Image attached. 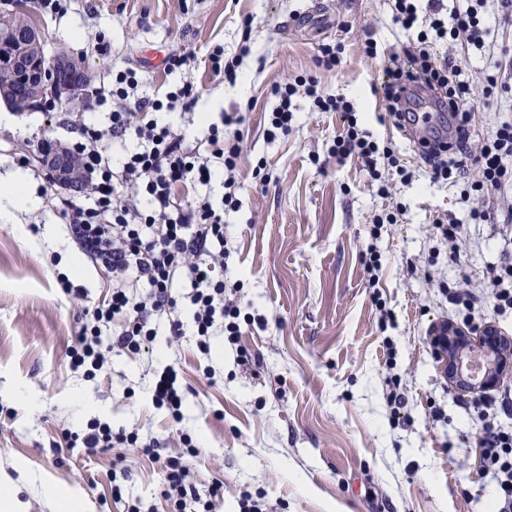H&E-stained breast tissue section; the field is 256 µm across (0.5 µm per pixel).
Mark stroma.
I'll return each mask as SVG.
<instances>
[{"label":"stroma","instance_id":"35a3bbf8","mask_svg":"<svg viewBox=\"0 0 512 512\" xmlns=\"http://www.w3.org/2000/svg\"><path fill=\"white\" fill-rule=\"evenodd\" d=\"M331 29L297 31L292 20L308 0H67L63 18L36 14L47 50L64 49L82 61L91 86L112 68L144 63V89L181 83L165 73V53L182 44L200 51L236 50L241 19L251 16V52L236 84L192 73L199 109L240 108L246 141L238 173L239 209L224 214L230 258L226 283H239L237 300L254 325H242L239 344L211 337L201 354L192 333L159 330L148 349L114 351L108 368L89 378L72 370L66 351L83 317V303L64 295L66 275L89 297L104 296L111 276L78 249L30 152L45 138L67 140L79 115L106 117L86 96L81 113L30 109L0 111V176L27 174L26 191L39 201L0 219V484L18 482L23 512H56L66 494L81 512H121L112 483L140 500L144 512H169L160 494L162 465L132 448L93 457L55 451L63 432L89 420L158 439L163 455H178L181 432L194 438L191 459L201 498L213 481L224 484L211 512H239L251 496L264 512H494L496 494L476 446L481 424L469 403L479 390L452 383L432 346L434 329L460 319L447 292L464 278L512 260V223H502L498 191L474 192L471 176L433 183L392 180L378 194L358 163L338 165L328 150L342 129L336 112L296 100L293 129L265 135L275 101L271 88L315 70L325 43L345 47L342 67L321 76L325 93L352 101L379 138L412 147L392 124H379L385 68L410 39L392 20V0H334ZM491 31L490 49L445 40L439 56L464 63V77L481 91L501 49H512V23L496 0L479 9ZM380 53L369 57L364 40ZM264 162L269 181L254 178ZM402 208L397 223L371 238L375 215ZM463 226L464 264L449 258L432 225L439 216ZM382 255L378 285L362 263L369 245ZM389 312L392 324L381 322ZM182 376L181 421L151 403L157 372ZM212 375H205V368ZM399 379L403 404L392 420L386 403ZM116 481H109V474ZM210 498V497H209Z\"/></svg>","mask_w":512,"mask_h":512}]
</instances>
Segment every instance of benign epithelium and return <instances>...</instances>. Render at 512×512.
<instances>
[{"mask_svg": "<svg viewBox=\"0 0 512 512\" xmlns=\"http://www.w3.org/2000/svg\"><path fill=\"white\" fill-rule=\"evenodd\" d=\"M88 74L81 63L66 51L47 55L39 25L0 15V99L22 112L31 108H69L79 100ZM37 162L60 182L79 181L81 171L73 157L56 146H39ZM491 359L481 377L475 381L462 369L463 360L455 350L467 347L465 334L442 331L433 346L438 359L444 361L446 372L456 382L475 383L486 388L494 386L506 364L504 342L492 330H484L474 339Z\"/></svg>", "mask_w": 512, "mask_h": 512, "instance_id": "obj_1", "label": "benign epithelium"}]
</instances>
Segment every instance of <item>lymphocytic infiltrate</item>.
I'll return each instance as SVG.
<instances>
[{"instance_id": "f902f5d3", "label": "lymphocytic infiltrate", "mask_w": 512, "mask_h": 512, "mask_svg": "<svg viewBox=\"0 0 512 512\" xmlns=\"http://www.w3.org/2000/svg\"><path fill=\"white\" fill-rule=\"evenodd\" d=\"M393 2L395 23L418 31L416 45L403 47V59H392L386 68V110L393 126L411 120L410 97L403 92L404 82H411L415 91L430 93L438 104L451 105L461 116L449 136L421 153L431 180L461 176L473 166L475 191L507 189L512 185V119L499 121L482 141H475L470 130L474 94L459 81L455 61L437 59L433 52L438 40L459 36L483 48L488 30L477 9L448 12L443 0ZM422 21L427 24L423 30L418 27ZM248 52L244 45L228 55L218 45L201 57L194 48L181 45L167 54L164 64L171 73L202 67L231 83ZM319 86L317 75L310 74L274 86L276 104L268 137L288 135L294 98L302 93L317 111L342 113L343 130L329 151L338 164L359 162L384 194L389 187L383 166L394 168L402 181L412 180L413 171L391 142L365 127L353 103L342 96L323 95ZM93 95L97 104H111L112 110L107 124L86 117L75 123L76 136L67 151L85 168L88 180L81 197L61 195L60 214L81 253L111 273L112 286L86 311L88 321L68 353L72 369L94 376L105 367L112 350L140 352L153 342L162 324L170 335H183L185 301L193 309V330L202 353H209V338L215 332L237 340L241 310L226 296L222 270L230 257L224 213L240 206L237 162L244 146V116L222 113L218 121L209 123L204 137L189 141L171 125L160 123L157 114L164 110L192 114L199 100L198 86L186 81L164 98L153 97L143 90L140 69L132 64L113 73L110 82L100 83ZM115 152L120 155L116 163L111 160ZM215 179L224 184L218 203L196 191L198 185ZM179 283L186 286V296L175 295ZM151 401L166 409L173 421H180L182 387L173 367L157 374ZM478 415L483 429L478 446L484 470L496 483L498 512H512V430L495 426L491 404H482ZM64 441L68 450L88 457L111 448H137L148 458L162 459V494L174 512H185L188 504L201 500L188 464L197 454L191 439L183 441L185 454L164 458L158 440L143 441L137 433L116 432L110 424L93 419L83 435L70 434Z\"/></svg>"}]
</instances>
